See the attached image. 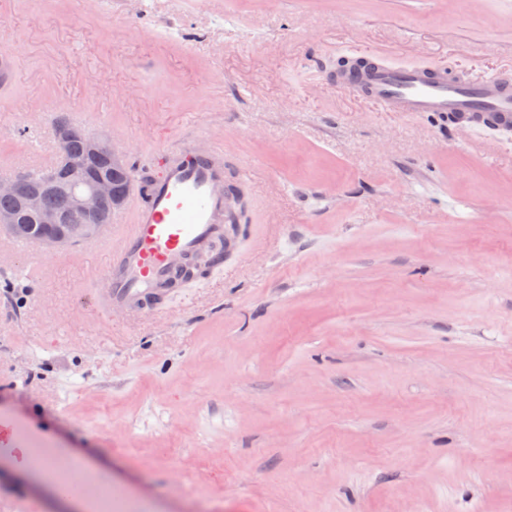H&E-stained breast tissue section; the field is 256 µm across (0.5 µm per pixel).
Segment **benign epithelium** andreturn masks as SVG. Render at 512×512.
<instances>
[{"label":"benign epithelium","mask_w":512,"mask_h":512,"mask_svg":"<svg viewBox=\"0 0 512 512\" xmlns=\"http://www.w3.org/2000/svg\"><path fill=\"white\" fill-rule=\"evenodd\" d=\"M73 134L71 128H58L55 137L60 155L59 167L69 178L70 214L84 220V224H62L59 216L43 208L41 192L32 189L19 177L0 181V194L16 195L23 200L26 210L39 223L37 240L42 246L56 249L100 237L109 225L107 215L124 208L130 192H116L112 183L98 179L84 181L87 159L98 154L108 156L110 163L119 168L127 166L126 153L104 137H86V153L74 156L66 149Z\"/></svg>","instance_id":"1"}]
</instances>
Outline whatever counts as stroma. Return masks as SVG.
I'll use <instances>...</instances> for the list:
<instances>
[{"label": "stroma", "instance_id": "stroma-1", "mask_svg": "<svg viewBox=\"0 0 512 512\" xmlns=\"http://www.w3.org/2000/svg\"><path fill=\"white\" fill-rule=\"evenodd\" d=\"M353 51L512 69V0H0V179L61 117L139 182L190 135L249 174L223 265L153 313L92 314L96 242L0 233L15 441L127 512H512V129L357 100L324 78ZM79 501L0 449V512Z\"/></svg>", "mask_w": 512, "mask_h": 512}]
</instances>
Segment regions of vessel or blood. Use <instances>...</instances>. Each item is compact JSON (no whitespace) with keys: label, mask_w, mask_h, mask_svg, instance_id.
Here are the masks:
<instances>
[{"label":"vessel or blood","mask_w":512,"mask_h":512,"mask_svg":"<svg viewBox=\"0 0 512 512\" xmlns=\"http://www.w3.org/2000/svg\"><path fill=\"white\" fill-rule=\"evenodd\" d=\"M328 80L388 112L440 118L489 113L498 117L500 128L512 127V77L504 71L475 81L461 71L395 67L371 53L352 55ZM162 158L159 173L132 200V223L112 227L102 286L89 297L90 309L100 317L166 306L175 275L189 261L212 260L224 245L226 225L240 220L231 200L248 176L225 170L221 143L190 137Z\"/></svg>","instance_id":"1"}]
</instances>
